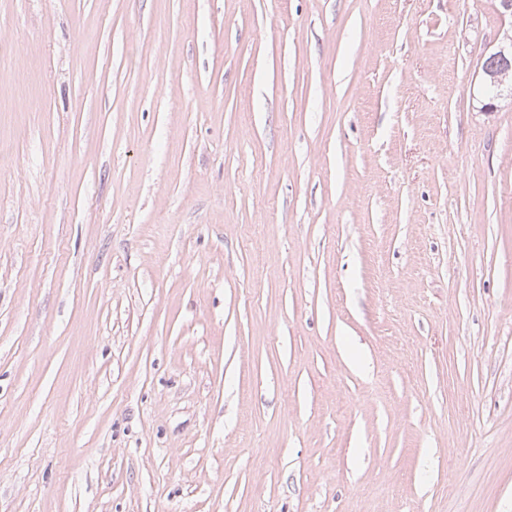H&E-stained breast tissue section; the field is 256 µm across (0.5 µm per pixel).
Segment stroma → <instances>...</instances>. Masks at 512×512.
I'll list each match as a JSON object with an SVG mask.
<instances>
[{
    "label": "stroma",
    "mask_w": 512,
    "mask_h": 512,
    "mask_svg": "<svg viewBox=\"0 0 512 512\" xmlns=\"http://www.w3.org/2000/svg\"><path fill=\"white\" fill-rule=\"evenodd\" d=\"M499 0H0V512H512ZM510 34L507 31L504 32L503 40L500 42L498 49L494 52H490L485 58L484 69L481 74V83L486 89L488 84H491L495 88V98L487 103L483 104V108L488 112H493L497 109V105L494 101H498L504 97L512 98V80L510 71L509 57H512V24L510 22ZM506 82H509L506 83Z\"/></svg>",
    "instance_id": "stroma-1"
}]
</instances>
